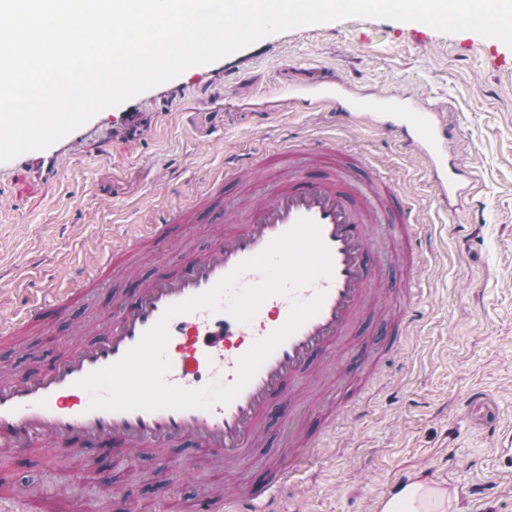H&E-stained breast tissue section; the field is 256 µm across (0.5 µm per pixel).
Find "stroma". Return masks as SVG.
<instances>
[{"label":"stroma","instance_id":"35a3bbf8","mask_svg":"<svg viewBox=\"0 0 512 512\" xmlns=\"http://www.w3.org/2000/svg\"><path fill=\"white\" fill-rule=\"evenodd\" d=\"M338 76L379 93H410L446 107L451 149L475 186L456 217L435 192L426 161L396 137L322 111L276 104V88ZM318 139L376 162L407 197L419 226L420 320L397 353L380 359L386 324L371 316L352 351L335 350L326 374L300 387V419L319 433L320 456L285 492L289 512H371L401 471L425 467L465 484L494 478L471 507L446 512H512V47L471 30L447 33L408 21L349 17L304 25L255 44L94 114L58 143V176L0 168V310L26 307L78 273L85 253L158 223L189 203L232 158ZM83 301L53 321L42 340L0 346V367H41L60 336L95 326ZM365 402L354 419L337 399ZM181 477L170 482L150 451L136 472L89 477L83 457L62 451L15 463L16 488L59 492L70 507L86 489L137 512H182L203 490L226 494L192 445L171 449ZM68 458L59 482L55 461Z\"/></svg>","mask_w":512,"mask_h":512}]
</instances>
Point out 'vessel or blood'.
Here are the masks:
<instances>
[{
    "mask_svg": "<svg viewBox=\"0 0 512 512\" xmlns=\"http://www.w3.org/2000/svg\"><path fill=\"white\" fill-rule=\"evenodd\" d=\"M288 100L331 112L342 125L363 120L398 135L405 148L429 163L441 200L465 194L460 165L449 156L448 125L425 100L363 95L339 78L289 88ZM367 170L365 180H354L341 151L328 141L292 144L262 162L239 158L231 173L239 181L267 184V202L227 200L221 183H212L195 204L168 211L161 223L126 235L110 250L90 257L76 284L52 289L25 310L1 315L0 338L42 336L53 316L105 288L108 275L126 258L148 250L156 259L169 261L163 273L135 281L130 297L120 298L118 313L101 312L93 336L66 340L64 349L38 370L0 372V476L8 465L33 452L79 453L88 444L106 450L113 463H131L135 449H153L172 482L180 469L165 451L183 442L191 443L219 473L241 470L265 441V416L271 404L295 403L297 386L353 335L377 297L371 286L372 225L389 224L405 234L415 228L411 209L378 167L371 164ZM212 206L219 209L222 223L209 227V247L198 251L185 246L200 211ZM302 219L318 226L329 251L330 274L268 296L246 323L227 311L205 307L171 314V307L207 293L229 275H236L237 288L258 285L261 273L244 269V262ZM419 266V260L408 262L403 292L409 304L388 322L385 354L396 351L419 318L416 303L422 281L414 274ZM316 297L322 300L319 311L265 358L230 401H217L206 409H101L92 407L93 394L82 385L90 374L120 362L161 322L168 333L166 386L193 391L205 382L234 385L240 359L257 341L287 324L293 302ZM283 424L290 451L268 461L262 483L237 488L228 499L208 495L196 504L195 512H283L282 493L316 445L314 437L299 428L294 414H285ZM54 504L51 497L36 503L0 494V512H53Z\"/></svg>",
    "mask_w": 512,
    "mask_h": 512,
    "instance_id": "1",
    "label": "vessel or blood"
}]
</instances>
